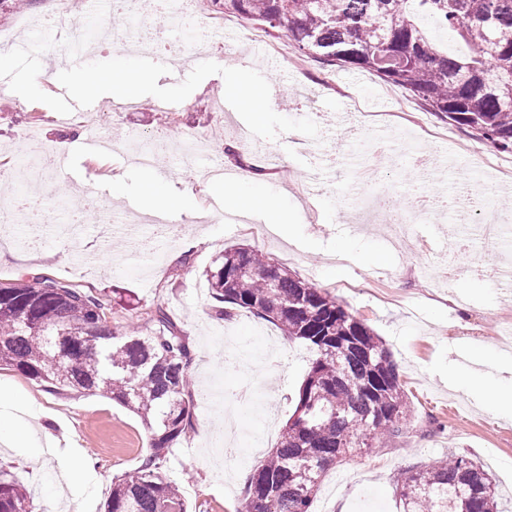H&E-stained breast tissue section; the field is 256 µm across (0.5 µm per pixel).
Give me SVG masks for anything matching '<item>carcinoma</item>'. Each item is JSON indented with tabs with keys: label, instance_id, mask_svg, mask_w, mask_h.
Listing matches in <instances>:
<instances>
[{
	"label": "carcinoma",
	"instance_id": "obj_1",
	"mask_svg": "<svg viewBox=\"0 0 512 512\" xmlns=\"http://www.w3.org/2000/svg\"><path fill=\"white\" fill-rule=\"evenodd\" d=\"M224 12L267 24L308 57L367 69L480 140L512 152V0H224ZM423 15L470 48L441 52ZM210 312L244 310L313 351L276 448L250 474L236 512H311L329 467L368 440L400 431L409 413L382 339L330 292L248 248H227L206 274ZM105 295L60 278L0 284V366L52 392L110 398L150 429V452L112 483L105 512H186L164 469L195 426L191 348L161 306L142 335L108 321ZM403 512H498L491 476L458 454L400 477ZM0 512H33L23 482L0 465Z\"/></svg>",
	"mask_w": 512,
	"mask_h": 512
}]
</instances>
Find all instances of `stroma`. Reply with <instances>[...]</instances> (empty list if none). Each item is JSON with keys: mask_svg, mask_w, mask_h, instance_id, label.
<instances>
[{"mask_svg": "<svg viewBox=\"0 0 512 512\" xmlns=\"http://www.w3.org/2000/svg\"><path fill=\"white\" fill-rule=\"evenodd\" d=\"M196 2L203 19L223 16L225 36L203 50L185 41L159 86L180 83L206 60L252 68L274 82L275 112L313 119L319 139L287 133L273 141L254 137L236 111L225 110V83L218 74L205 78L176 111L158 109L155 97L146 95L133 110L112 115L113 133L126 140L167 141L160 164L169 172V191L203 210L202 219L188 222L174 212L171 238L160 234L159 224L138 225L154 247L137 262L124 225L141 212L146 171L119 152L85 157L80 137L88 127L87 113L61 115L0 87V196L12 198L16 187H23L49 214L37 228L39 248L0 246V283L49 276L110 294L109 321L121 329L142 325L156 307L168 308L192 350L197 405L195 429L175 448L166 475L180 486L188 512H234L244 486L240 475L253 472L277 444L311 356L303 342L288 340L248 312L227 322L210 315L205 272L216 256L233 245L262 252L336 295L383 338L411 403L401 435L374 442L327 472L312 512H401L396 484L402 470L452 452L483 466L498 486L500 512H512V419L489 411L458 381L464 370H488L497 377L512 370V300L468 272L449 276L447 214L400 236L393 225L352 220L346 204L358 170H367L374 192L392 189L394 205L406 212L413 189L440 196L453 187L489 182L500 151L375 73L307 58L268 26L222 14L216 0ZM48 7V0H0V28L25 42ZM380 137L385 143L378 151L373 142ZM199 138L211 141L225 168L244 164L265 174L260 190L283 218L270 238L255 233L268 223L265 212L231 220L211 207L219 189L199 178L208 159L179 155L185 140ZM416 142L438 149L444 166L432 177H423L406 156L407 146ZM62 150L70 156L69 171L50 174L42 183H24L22 170L13 166L21 151ZM377 151L383 162L374 161ZM83 180L107 186L117 181L122 192L106 194L97 209L84 212L82 238L71 242L57 227L66 203L79 198L77 184ZM187 236L203 242L185 250ZM342 241L350 247L344 260L336 257ZM37 251L63 252L68 261L42 264L33 257ZM225 414L266 431L261 445H239L231 465L224 461L218 426ZM1 421L35 428L18 440H0V462L14 466L35 512H104L113 478L132 472L148 452L145 424L122 405L98 395L49 392L3 365ZM79 452L92 455L96 468L92 481L72 492L68 463Z\"/></svg>", "mask_w": 512, "mask_h": 512, "instance_id": "obj_1", "label": "stroma"}]
</instances>
